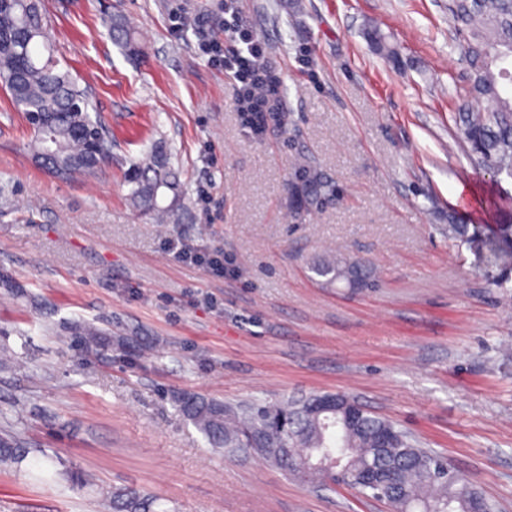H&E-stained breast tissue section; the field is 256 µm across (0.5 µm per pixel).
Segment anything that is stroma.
Masks as SVG:
<instances>
[{
  "label": "stroma",
  "mask_w": 512,
  "mask_h": 512,
  "mask_svg": "<svg viewBox=\"0 0 512 512\" xmlns=\"http://www.w3.org/2000/svg\"><path fill=\"white\" fill-rule=\"evenodd\" d=\"M224 0H112L140 57L113 45L99 0H43L56 56L112 135V165L59 179L32 160L28 128L0 88V431L31 452L0 469V512H111L134 485L178 512H388L350 490L314 488L254 455L208 448L172 397L233 404L341 392L445 455L512 512V287L484 256L512 225V180L472 168L452 96L467 84L448 0H239L281 78L287 124L253 134L223 68ZM386 47L378 49L375 37ZM399 54L390 61L386 48ZM185 192L165 226L136 211L125 173L154 143ZM325 189L299 207L303 178ZM211 193L209 207L197 200ZM466 224L448 235L449 217ZM220 247L221 279L178 261L166 239ZM328 250L365 260L374 288L321 285ZM91 323L127 341L87 353ZM71 467L95 486L68 488Z\"/></svg>",
  "instance_id": "obj_1"
}]
</instances>
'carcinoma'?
I'll list each match as a JSON object with an SVG mask.
<instances>
[{
	"label": "carcinoma",
	"instance_id": "obj_1",
	"mask_svg": "<svg viewBox=\"0 0 512 512\" xmlns=\"http://www.w3.org/2000/svg\"><path fill=\"white\" fill-rule=\"evenodd\" d=\"M112 40L125 52H142L136 31L110 7H103ZM448 15L461 41L469 82L458 99V133L470 163L512 179V0H449ZM0 87L10 95L30 131L32 154H51L49 170L59 176H92L112 163V141L101 135L99 116L88 92L53 56L40 0H0ZM129 198L140 208L159 210L161 191L183 194L170 154L156 144L126 175ZM323 185L313 178L295 195L313 201ZM486 262L512 271V227L500 230ZM312 271L323 284L351 288L375 283L365 263L337 255L318 258ZM88 350L112 348V337L94 325L75 332ZM316 395L281 403L233 405L194 393L175 397L179 414L226 455L249 451L287 474L316 487L345 486L359 494L368 487L360 475L375 468L393 478L391 512H470L489 502L448 460L419 446L397 424L369 411L355 424L342 414L314 416ZM29 449L0 436V465L20 466ZM112 512H171L161 498L136 488H114Z\"/></svg>",
	"mask_w": 512,
	"mask_h": 512
}]
</instances>
